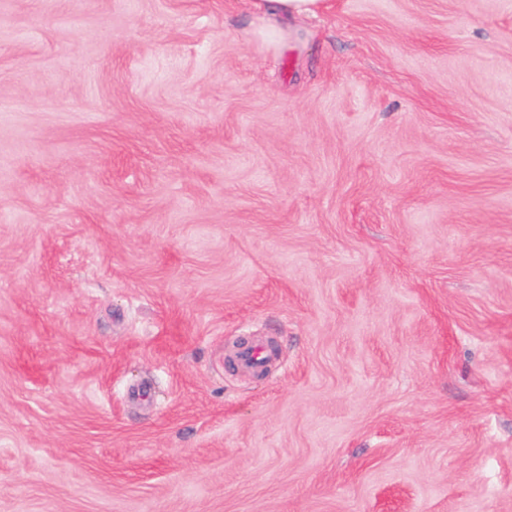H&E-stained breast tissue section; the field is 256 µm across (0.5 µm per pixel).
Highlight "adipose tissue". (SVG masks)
<instances>
[{
	"label": "adipose tissue",
	"instance_id": "ef3b65f1",
	"mask_svg": "<svg viewBox=\"0 0 512 512\" xmlns=\"http://www.w3.org/2000/svg\"><path fill=\"white\" fill-rule=\"evenodd\" d=\"M250 12L263 23L261 35L275 47L288 41V24L317 16L325 0H246Z\"/></svg>",
	"mask_w": 512,
	"mask_h": 512
}]
</instances>
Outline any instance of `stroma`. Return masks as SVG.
Listing matches in <instances>:
<instances>
[{
  "instance_id": "stroma-1",
  "label": "stroma",
  "mask_w": 512,
  "mask_h": 512,
  "mask_svg": "<svg viewBox=\"0 0 512 512\" xmlns=\"http://www.w3.org/2000/svg\"><path fill=\"white\" fill-rule=\"evenodd\" d=\"M260 29L0 0V512H512V0Z\"/></svg>"
}]
</instances>
